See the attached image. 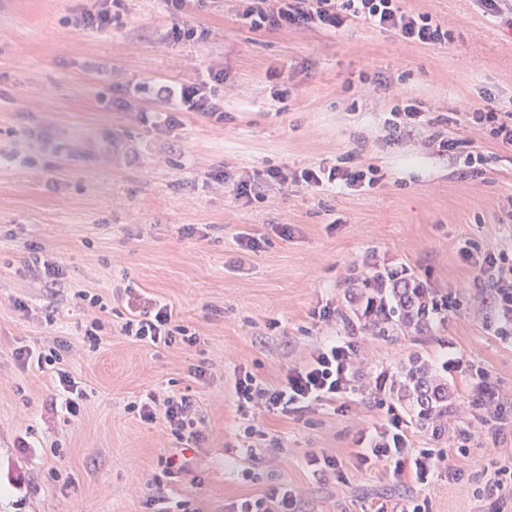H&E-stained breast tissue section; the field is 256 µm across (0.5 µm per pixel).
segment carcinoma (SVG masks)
<instances>
[{"label": "carcinoma", "mask_w": 512, "mask_h": 512, "mask_svg": "<svg viewBox=\"0 0 512 512\" xmlns=\"http://www.w3.org/2000/svg\"><path fill=\"white\" fill-rule=\"evenodd\" d=\"M365 286L361 298L374 306L368 329L383 339L407 330L422 335L448 312V297L424 287L411 275L376 271L365 279ZM389 394L408 403L416 425L432 429L437 436L448 432V419L455 414L451 388L448 378L435 371L428 359H409L399 379L391 383Z\"/></svg>", "instance_id": "carcinoma-1"}]
</instances>
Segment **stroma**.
I'll return each instance as SVG.
<instances>
[{
  "label": "stroma",
  "mask_w": 512,
  "mask_h": 512,
  "mask_svg": "<svg viewBox=\"0 0 512 512\" xmlns=\"http://www.w3.org/2000/svg\"><path fill=\"white\" fill-rule=\"evenodd\" d=\"M96 6L0 0V150L13 156L0 160V512H155L159 492L193 512H232L281 484L298 512H396L405 502L512 512V488L483 493L496 468L512 464V339L490 330L496 295L461 253L468 241L512 246V223L500 221L512 205V147L467 119L490 100L512 113V29L488 20L477 0H402L447 29L437 47L362 24L255 32L238 18L241 0H190L175 16L163 0H128L121 26L75 28ZM175 26L205 34L177 41ZM211 70L224 73L220 123L186 112L169 131L145 119L164 103L125 95L132 83L193 85ZM408 99L427 117L453 116L456 154L430 143L433 127L392 131L390 111ZM470 152L485 163L466 166ZM348 155L379 166V189L315 191L292 180ZM271 168L291 180L258 201L214 178ZM243 233L264 238L263 248L243 251ZM34 251L62 266L60 284L28 272ZM385 268L456 299L424 343L378 338L354 319L361 279ZM130 287L168 304L196 344L122 335ZM82 290L102 296L105 310ZM325 306L331 320L314 318ZM95 317L105 330L91 351L83 334ZM56 336L70 344L65 368L85 392L73 419L57 413L53 379L13 356ZM329 336L360 353L348 398L300 416L239 413L241 372L277 382ZM415 355L447 366L455 391L444 439L406 427L413 451L446 457L424 483L394 477L386 462L358 469L352 458L357 431L389 415L380 381ZM476 368L497 388L505 419L475 406ZM173 393L192 397L206 433L177 478L161 465L176 445L168 426L131 410ZM249 424L268 433L260 447L244 437ZM313 456L336 458L343 481L314 477ZM452 467L460 478H449Z\"/></svg>",
  "instance_id": "stroma-1"
}]
</instances>
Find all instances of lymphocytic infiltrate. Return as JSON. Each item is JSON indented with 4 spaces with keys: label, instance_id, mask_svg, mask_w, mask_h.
Returning <instances> with one entry per match:
<instances>
[{
    "label": "lymphocytic infiltrate",
    "instance_id": "lymphocytic-infiltrate-1",
    "mask_svg": "<svg viewBox=\"0 0 512 512\" xmlns=\"http://www.w3.org/2000/svg\"><path fill=\"white\" fill-rule=\"evenodd\" d=\"M242 23L264 31L321 30L334 32L351 24H366L390 30L406 42L437 47L447 43L448 31L426 13L410 14L402 10L400 0H245L240 13ZM224 76L213 73L209 84L186 85L172 79L153 82L156 98L171 105L164 125L167 129L179 126V113L196 112L224 120V103L219 85ZM300 180L307 186L326 189L336 186L353 190L377 188L382 176L377 166L322 165L303 169ZM480 271L493 285L497 300L496 329L500 335H512V254L507 250H486L481 254ZM128 316L121 326L124 335L152 345L170 346L178 342L195 344V334L188 328L172 322V313L166 304L140 294L129 296ZM69 350L66 341L54 339L52 346L36 350L28 346L16 348L14 357L21 368L36 367L57 378L67 414L78 416L84 392L76 380L63 369L62 363ZM356 354L353 342L330 338L320 345L311 359L288 369L274 384L258 381L251 372H243L235 382L238 409L261 407L282 416L298 414L322 403H333L352 394L353 363ZM142 421L164 418L171 434L179 444H199L204 433L199 426L193 399L186 394L170 395L164 399L148 396L138 407ZM354 458L359 467L371 468L378 462H393L394 476L412 471L419 481L439 463L431 451L419 456L409 454V444L400 416L389 417L385 423L370 431H360L356 440Z\"/></svg>",
    "mask_w": 512,
    "mask_h": 512
}]
</instances>
